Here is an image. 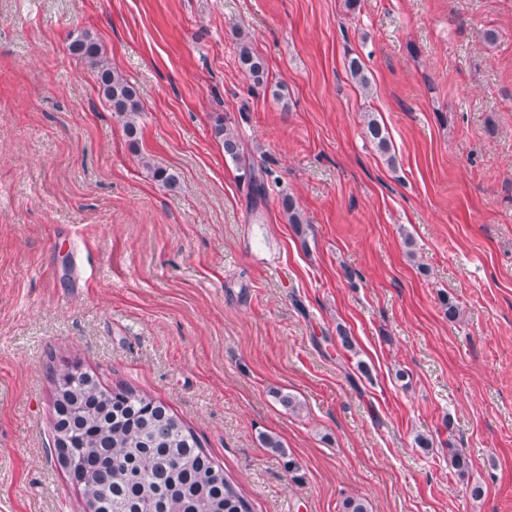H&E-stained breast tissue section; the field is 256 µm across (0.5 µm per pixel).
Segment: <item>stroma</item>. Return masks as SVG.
<instances>
[{
	"label": "stroma",
	"instance_id": "obj_1",
	"mask_svg": "<svg viewBox=\"0 0 512 512\" xmlns=\"http://www.w3.org/2000/svg\"><path fill=\"white\" fill-rule=\"evenodd\" d=\"M80 30L141 92L137 147ZM73 362L166 403L254 512H512V0H0V512H82L51 451ZM237 49L238 61L245 75L257 85L265 84L269 79V67L264 57L253 48L249 33L238 32ZM228 123L229 121L225 117L216 116L212 128L213 135L223 146L224 155L236 162L239 169L243 171L240 176L247 182L250 190V202L253 212H255L259 205L265 202L266 181H268L270 172L266 167L256 164L249 158L242 139ZM278 204L281 211L288 217V223L292 225L295 233H302V216L294 197L283 190L279 194Z\"/></svg>",
	"mask_w": 512,
	"mask_h": 512
}]
</instances>
